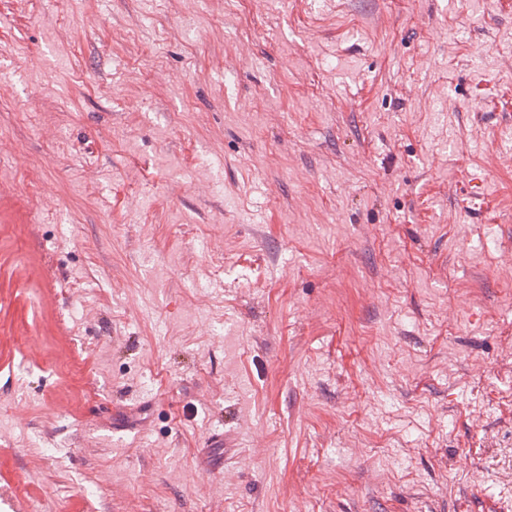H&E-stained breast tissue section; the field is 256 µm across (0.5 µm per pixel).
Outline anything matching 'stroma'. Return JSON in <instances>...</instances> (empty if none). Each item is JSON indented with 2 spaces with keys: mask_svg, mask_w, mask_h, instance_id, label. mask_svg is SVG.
I'll use <instances>...</instances> for the list:
<instances>
[{
  "mask_svg": "<svg viewBox=\"0 0 512 512\" xmlns=\"http://www.w3.org/2000/svg\"><path fill=\"white\" fill-rule=\"evenodd\" d=\"M506 253L512 0H0V512H483Z\"/></svg>",
  "mask_w": 512,
  "mask_h": 512,
  "instance_id": "1",
  "label": "stroma"
}]
</instances>
